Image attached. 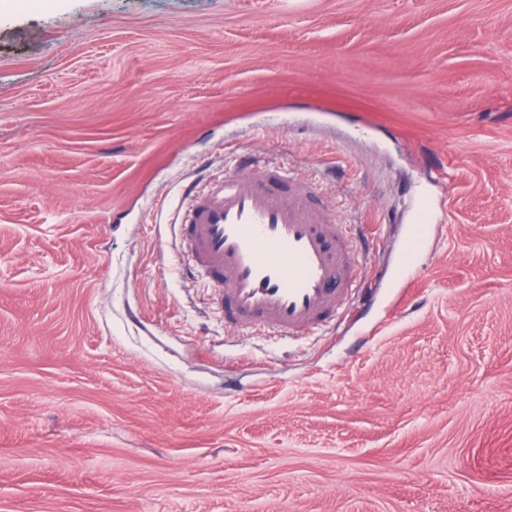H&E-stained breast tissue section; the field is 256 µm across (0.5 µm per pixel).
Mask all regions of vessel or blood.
I'll list each match as a JSON object with an SVG mask.
<instances>
[{"label": "vessel or blood", "mask_w": 512, "mask_h": 512, "mask_svg": "<svg viewBox=\"0 0 512 512\" xmlns=\"http://www.w3.org/2000/svg\"><path fill=\"white\" fill-rule=\"evenodd\" d=\"M191 267L221 286L224 321L298 336L335 321L365 285L357 239L322 210L316 186L246 157L192 195L182 225Z\"/></svg>", "instance_id": "vessel-or-blood-1"}]
</instances>
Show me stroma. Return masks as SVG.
Instances as JSON below:
<instances>
[{
  "mask_svg": "<svg viewBox=\"0 0 512 512\" xmlns=\"http://www.w3.org/2000/svg\"><path fill=\"white\" fill-rule=\"evenodd\" d=\"M242 155L367 235L371 302L225 325L178 226ZM0 512H512V0L1 11ZM429 237V226L426 224V220H422L419 224H413L411 226L406 246L404 249L401 268L403 274L401 279H404V273L407 272V257L410 253H416L422 251L427 239Z\"/></svg>",
  "mask_w": 512,
  "mask_h": 512,
  "instance_id": "35a3bbf8",
  "label": "stroma"
}]
</instances>
